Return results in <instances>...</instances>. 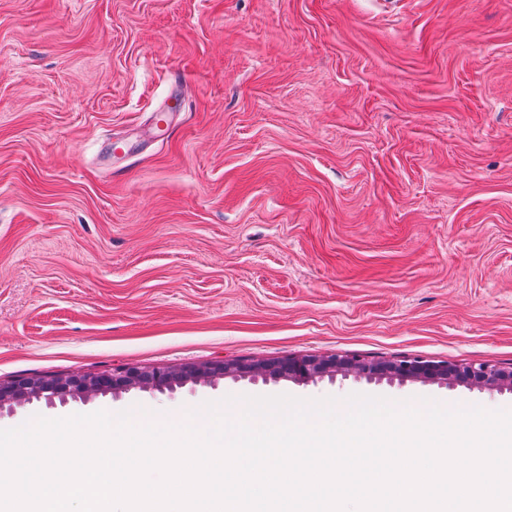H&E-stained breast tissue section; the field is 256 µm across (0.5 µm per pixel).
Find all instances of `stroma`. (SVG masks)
<instances>
[{"label":"stroma","instance_id":"35a3bbf8","mask_svg":"<svg viewBox=\"0 0 512 512\" xmlns=\"http://www.w3.org/2000/svg\"><path fill=\"white\" fill-rule=\"evenodd\" d=\"M336 354L512 369V0H0V381ZM353 393L512 409L226 378L0 428Z\"/></svg>","mask_w":512,"mask_h":512}]
</instances>
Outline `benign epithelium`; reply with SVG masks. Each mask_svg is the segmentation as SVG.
<instances>
[{
	"label": "benign epithelium",
	"mask_w": 512,
	"mask_h": 512,
	"mask_svg": "<svg viewBox=\"0 0 512 512\" xmlns=\"http://www.w3.org/2000/svg\"><path fill=\"white\" fill-rule=\"evenodd\" d=\"M338 375L369 380L417 381L455 386L512 391V370L505 371L487 364L459 365L446 361L404 358L393 362L369 361L359 356H293L277 360H222L206 364H190L178 369H144L133 366L96 373H78L47 379L33 375L0 382V413L5 408L33 400L48 403L69 398L87 400L99 395L115 397L131 390L173 392L187 385L213 384L226 377L252 379H288L308 384L324 377Z\"/></svg>",
	"instance_id": "obj_1"
}]
</instances>
